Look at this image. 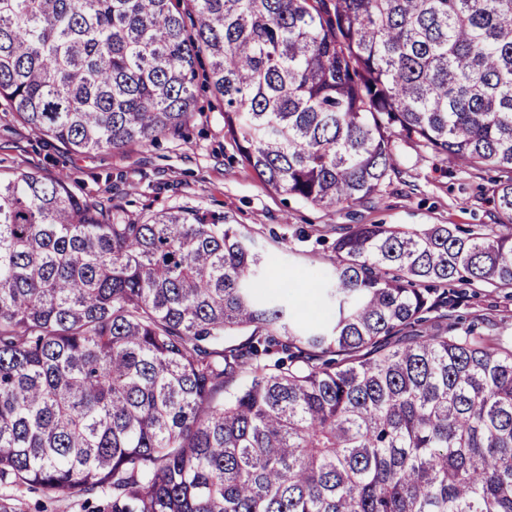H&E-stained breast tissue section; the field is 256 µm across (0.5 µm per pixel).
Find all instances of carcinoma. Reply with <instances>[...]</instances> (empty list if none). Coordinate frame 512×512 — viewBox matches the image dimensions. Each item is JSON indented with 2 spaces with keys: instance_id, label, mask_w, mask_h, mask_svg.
<instances>
[{
  "instance_id": "cac0c4a2",
  "label": "carcinoma",
  "mask_w": 512,
  "mask_h": 512,
  "mask_svg": "<svg viewBox=\"0 0 512 512\" xmlns=\"http://www.w3.org/2000/svg\"><path fill=\"white\" fill-rule=\"evenodd\" d=\"M0 0V98L76 154L180 131L197 79L277 194L323 210L396 141L501 173L499 229L358 224L301 321L224 213L0 180V486L84 512H512V0ZM209 70L198 74L200 56ZM466 306L455 314H466L482 333L510 335L512 331V288H469Z\"/></svg>"
}]
</instances>
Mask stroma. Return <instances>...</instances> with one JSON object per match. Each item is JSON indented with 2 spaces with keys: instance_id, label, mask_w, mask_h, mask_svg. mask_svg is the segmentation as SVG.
<instances>
[{
  "instance_id": "35a3bbf8",
  "label": "stroma",
  "mask_w": 512,
  "mask_h": 512,
  "mask_svg": "<svg viewBox=\"0 0 512 512\" xmlns=\"http://www.w3.org/2000/svg\"><path fill=\"white\" fill-rule=\"evenodd\" d=\"M398 171L379 191L327 213L260 182L224 138V105L209 90L197 93L193 121L176 135L134 144L117 153L76 154L23 124L0 99V177L32 171L65 177L78 195L135 212L191 207L223 211L244 226L256 246L276 255L274 278L293 281L290 298L300 319L320 314L310 275L331 269V241L357 224L466 229L495 223L491 190L498 175L440 161L415 145L399 143ZM462 312L482 333H512V288H472Z\"/></svg>"
}]
</instances>
